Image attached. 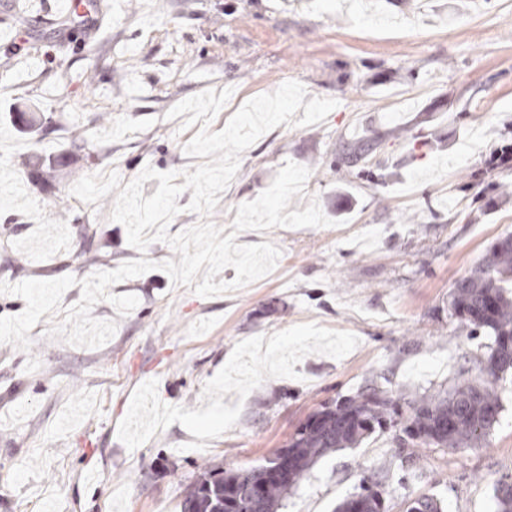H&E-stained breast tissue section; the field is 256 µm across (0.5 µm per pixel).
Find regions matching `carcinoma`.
Here are the masks:
<instances>
[{
	"label": "carcinoma",
	"mask_w": 512,
	"mask_h": 512,
	"mask_svg": "<svg viewBox=\"0 0 512 512\" xmlns=\"http://www.w3.org/2000/svg\"><path fill=\"white\" fill-rule=\"evenodd\" d=\"M456 317L467 325L487 331L493 345L480 361V375L456 386L450 393L424 394L413 400L410 425L404 428L418 448H469L485 438L499 421L502 409L497 391L500 375L512 369V236L495 243L483 262L469 276L457 281L450 302ZM394 401L383 390H366L355 396L324 404L315 430H295L283 449L295 456L291 479L267 480L275 463H264L230 471L204 467L198 481L181 503V512H229L224 486L232 485L241 495L235 512H279L313 465L321 458L362 443L376 427L386 423ZM265 483L257 500L248 496L250 486ZM495 512H512V479L505 476L493 487ZM359 512H382L379 491H362L343 498L334 512H349L351 503ZM404 512H443L435 495H422L406 503Z\"/></svg>",
	"instance_id": "obj_1"
}]
</instances>
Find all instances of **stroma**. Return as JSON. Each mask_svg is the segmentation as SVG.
Returning a JSON list of instances; mask_svg holds the SVG:
<instances>
[{"label":"stroma","instance_id":"stroma-1","mask_svg":"<svg viewBox=\"0 0 512 512\" xmlns=\"http://www.w3.org/2000/svg\"><path fill=\"white\" fill-rule=\"evenodd\" d=\"M68 25L64 0H0V281L85 279L146 256L110 220L144 167L194 168L180 101L232 88L210 128L297 81L336 99L318 124L279 125L241 155L212 221L230 229L286 161L329 227L241 232L280 250L274 270L212 298L153 270L109 288L138 297L102 347L32 328L0 344V512H181L202 466H255L330 400L375 386L395 426L319 460L280 512H333L361 485L386 512L422 494L444 512H495L512 476V370L499 422L470 448L401 442L415 396L478 374L491 338L450 313L457 280L512 235V0H100ZM111 121H101V114ZM60 127L43 137L40 119ZM365 145L362 172L336 162ZM96 226L94 240L85 223ZM23 258L15 267L13 258Z\"/></svg>","mask_w":512,"mask_h":512}]
</instances>
